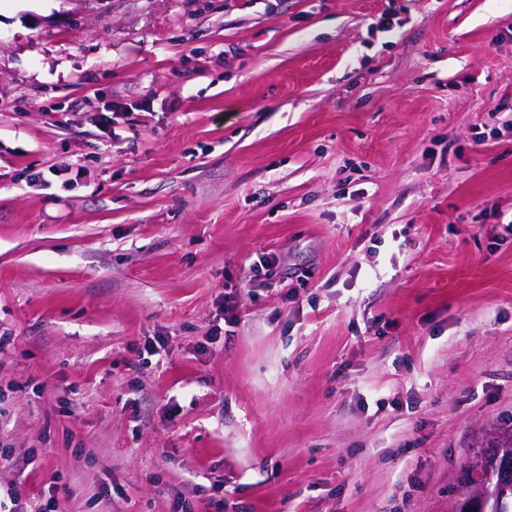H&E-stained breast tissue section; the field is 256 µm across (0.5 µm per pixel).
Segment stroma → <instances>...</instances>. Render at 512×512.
<instances>
[{
	"mask_svg": "<svg viewBox=\"0 0 512 512\" xmlns=\"http://www.w3.org/2000/svg\"><path fill=\"white\" fill-rule=\"evenodd\" d=\"M3 332L56 512H450L512 421V0H0Z\"/></svg>",
	"mask_w": 512,
	"mask_h": 512,
	"instance_id": "35a3bbf8",
	"label": "stroma"
}]
</instances>
